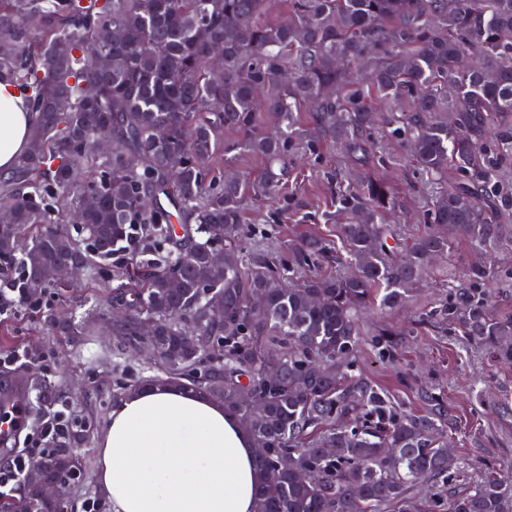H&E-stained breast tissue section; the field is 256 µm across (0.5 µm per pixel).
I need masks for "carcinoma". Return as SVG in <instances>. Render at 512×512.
Returning a JSON list of instances; mask_svg holds the SVG:
<instances>
[{
	"label": "carcinoma",
	"instance_id": "cac0c4a2",
	"mask_svg": "<svg viewBox=\"0 0 512 512\" xmlns=\"http://www.w3.org/2000/svg\"><path fill=\"white\" fill-rule=\"evenodd\" d=\"M271 4L0 0V83L35 112L27 149L0 179V210L11 214L0 259L23 252L35 299L62 287L49 267L78 262L92 275L121 257L112 335L152 353L159 374L117 396L171 383L222 403L254 441L255 512H512L511 474L459 486L443 411H404L356 364L363 309L409 301L456 241L488 253L509 233V215L488 221L487 203L512 204L501 177L512 157V0H290L276 23ZM377 100L398 106L389 135L410 143L437 185L434 228L402 250L389 245L394 192L367 174L326 215L347 273L296 283L249 256L243 200L274 197L299 150L339 145L369 165ZM226 131L238 138L224 141ZM250 154L266 160L257 177L214 176ZM323 249L305 238L297 263ZM143 320L154 325L146 341ZM463 323L512 359L502 343L512 318L488 316L481 298ZM80 440L70 434L48 458L71 456Z\"/></svg>",
	"mask_w": 512,
	"mask_h": 512
}]
</instances>
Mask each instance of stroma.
<instances>
[{
    "mask_svg": "<svg viewBox=\"0 0 512 512\" xmlns=\"http://www.w3.org/2000/svg\"><path fill=\"white\" fill-rule=\"evenodd\" d=\"M381 156V172L398 203L426 211L429 191L407 148L385 139ZM348 164L343 153L323 151L295 170L276 199L247 200L246 242L264 248L269 259L284 262L302 237L316 236L328 249L313 273H335L336 227L321 215L332 210L331 184ZM475 259L470 244L456 242L449 259L441 261L443 273L433 287L418 291L406 308L377 310L364 320V343L358 352L362 373L408 410L443 405L448 443L456 457L468 463V481L478 478L485 465H512V363L497 361L490 347L470 342L463 332L462 313L470 294L464 274ZM496 266L500 275L492 285L488 310L496 318L512 317V239L497 250ZM110 283L106 276L86 277L78 288H50L44 295L47 312L22 309L0 318V350L24 347L34 355L55 353L51 369L38 363L20 367L0 377V387L25 385L32 417L45 413V401L59 399L91 427L92 439L77 448L82 480L72 488L68 512H82L88 498L98 502V512H111L98 488L96 437L109 420L118 388L155 369L150 356L131 359L122 354L120 339L112 334ZM386 329L405 333L401 346L389 352L372 342Z\"/></svg>",
    "mask_w": 512,
    "mask_h": 512,
    "instance_id": "35a3bbf8",
    "label": "stroma"
}]
</instances>
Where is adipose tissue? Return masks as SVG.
<instances>
[{
  "mask_svg": "<svg viewBox=\"0 0 512 512\" xmlns=\"http://www.w3.org/2000/svg\"><path fill=\"white\" fill-rule=\"evenodd\" d=\"M32 114L0 83V171L29 139ZM97 477L112 512H254V448L223 405L176 385L124 395L98 439Z\"/></svg>",
  "mask_w": 512,
  "mask_h": 512,
  "instance_id": "1",
  "label": "adipose tissue"
}]
</instances>
